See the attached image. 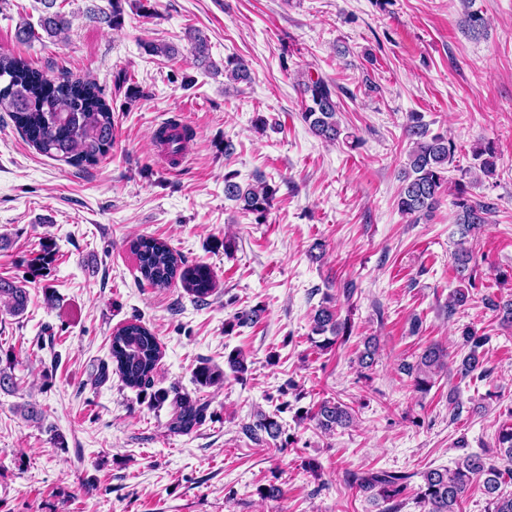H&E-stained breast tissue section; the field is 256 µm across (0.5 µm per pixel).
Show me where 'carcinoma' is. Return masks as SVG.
I'll list each match as a JSON object with an SVG mask.
<instances>
[{
  "mask_svg": "<svg viewBox=\"0 0 512 512\" xmlns=\"http://www.w3.org/2000/svg\"><path fill=\"white\" fill-rule=\"evenodd\" d=\"M41 2L38 26L28 22L19 24L15 32L18 42L28 43L42 37L53 41L70 30L69 14L62 10L58 0ZM124 2L112 0L110 14L90 8L88 17L118 30L124 23ZM462 2L463 27L471 34L481 33L483 17L472 9V0ZM186 37L192 46L195 65L216 72L222 67L225 77L233 80L249 78L245 63L238 58H228L223 66H218L210 57L206 37L198 30L187 29ZM301 95L302 121L324 141H338L343 129L338 119L335 86L323 77H311L302 83ZM1 110L9 113L16 128L40 154L73 166L97 164L116 142L112 108L94 81L73 79L65 74L50 77L11 53H0ZM406 132L412 147L397 195L400 213L417 224L432 216L445 188L454 190V223L459 227L460 235L454 261L460 286L448 301V312L452 313L474 301L472 289L476 287V270L471 266L472 253L464 244L469 236L488 222L491 203L474 199L464 179L453 180L448 176L450 166L455 162L456 145L453 141L431 133L416 113L411 115ZM191 138V130L176 123L164 126L156 134L157 141L165 146L173 159L184 151ZM473 157L479 161L484 175H495L497 151L493 142L479 144L473 151ZM237 177L235 171L224 174L225 198L239 203L242 210L255 215L256 223H265L277 190L268 184L257 187L243 185ZM130 250L136 257L142 279L152 287L168 288L178 283L197 303L206 302L214 291V276L208 265L188 264L182 255L162 241L141 236L131 242ZM28 301L29 293L20 282L0 277V308L10 315L20 316L26 311ZM485 305L496 313L501 323L512 326V298L497 301L487 298ZM312 333L321 337L315 346L322 351L336 345L340 338L351 335L348 321L339 320L337 310L326 300L315 311ZM459 336L463 347L468 349L461 360V375H484L486 369L480 349L488 343V336L470 325L464 326ZM111 356L122 383L132 389H142L152 384L162 349L157 336L135 318L113 334ZM447 360L446 349L430 345L415 363L406 364L405 371L413 376L415 389L426 392L431 387L433 375L444 368ZM194 378L198 385L208 387L219 383L223 373L202 362L195 368ZM153 400L158 404L171 401L173 414L168 431L173 434H188L202 421L205 406L187 396L171 399L168 391L158 390L153 393ZM280 412L282 409L278 408L272 414H257L256 420L244 425L243 431L256 442H264L268 438L277 440L282 434V425L278 421ZM311 419L319 429L329 433L352 424L353 414L349 406L324 399ZM496 447L500 456L512 463V424L499 428ZM411 478L413 475L407 473L377 471L354 473L350 483L360 492L389 504L384 512H395L399 500L411 490ZM421 478L422 483L414 489V500L421 512H460L468 487L481 478L487 492L492 495L488 512H512V494L498 492L502 472L478 454L464 456L451 472L431 469Z\"/></svg>",
  "mask_w": 512,
  "mask_h": 512,
  "instance_id": "carcinoma-1",
  "label": "carcinoma"
}]
</instances>
